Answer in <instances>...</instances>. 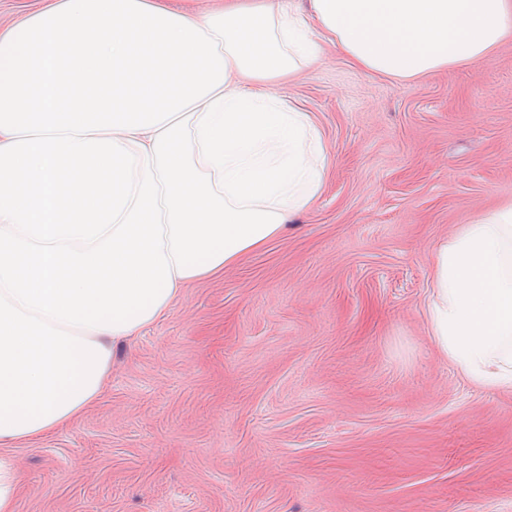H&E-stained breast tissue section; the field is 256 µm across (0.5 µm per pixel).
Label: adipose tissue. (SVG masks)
<instances>
[{"mask_svg":"<svg viewBox=\"0 0 512 512\" xmlns=\"http://www.w3.org/2000/svg\"><path fill=\"white\" fill-rule=\"evenodd\" d=\"M511 35L512 0H32L0 27V512L20 485L3 449L73 423L115 345L321 194V134L282 79L325 43L412 79ZM434 271L436 346L512 393V206L441 244Z\"/></svg>","mask_w":512,"mask_h":512,"instance_id":"obj_1","label":"adipose tissue"}]
</instances>
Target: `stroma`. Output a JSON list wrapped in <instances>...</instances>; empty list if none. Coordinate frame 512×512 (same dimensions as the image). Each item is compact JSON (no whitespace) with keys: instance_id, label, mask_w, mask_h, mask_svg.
I'll return each instance as SVG.
<instances>
[{"instance_id":"1","label":"stroma","mask_w":512,"mask_h":512,"mask_svg":"<svg viewBox=\"0 0 512 512\" xmlns=\"http://www.w3.org/2000/svg\"><path fill=\"white\" fill-rule=\"evenodd\" d=\"M280 92L323 192L9 449L16 512H512V393L464 380L427 316L438 246L512 204V39L406 81L328 46Z\"/></svg>"}]
</instances>
